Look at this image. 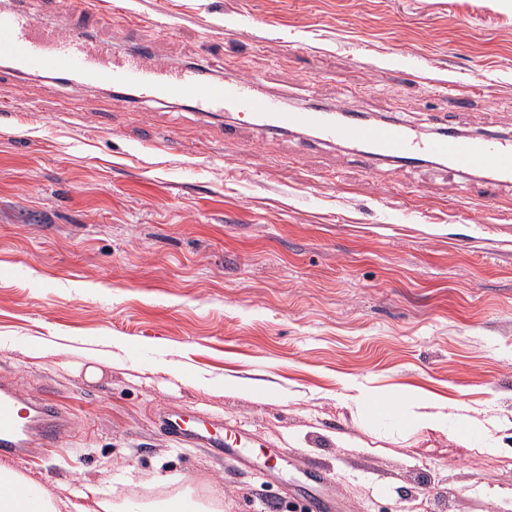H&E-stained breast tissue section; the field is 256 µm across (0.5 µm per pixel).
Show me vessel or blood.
Instances as JSON below:
<instances>
[{
    "mask_svg": "<svg viewBox=\"0 0 512 512\" xmlns=\"http://www.w3.org/2000/svg\"><path fill=\"white\" fill-rule=\"evenodd\" d=\"M0 55L24 74H60L71 78L73 92L90 85L134 91L145 101L175 99L190 102L204 114L234 112L260 122L262 129L288 132L311 130L319 143L354 146L364 165L378 161L406 165L435 159L456 173L490 174L491 183L512 184V138L494 134L462 136L448 132L425 136L416 126L396 121L337 122L335 112L319 106L298 112L273 97L256 92L250 77L228 81L209 79L195 66L172 68L141 57L119 56L110 43L90 40L83 28L58 29L23 9L0 11ZM70 423L69 413L53 392L27 398L14 378L0 377V455L21 459L59 445ZM156 424L183 444H201L240 455L245 441L237 427L191 414H159Z\"/></svg>",
    "mask_w": 512,
    "mask_h": 512,
    "instance_id": "vessel-or-blood-1",
    "label": "vessel or blood"
}]
</instances>
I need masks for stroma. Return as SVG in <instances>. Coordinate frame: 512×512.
Returning <instances> with one entry per match:
<instances>
[{"mask_svg": "<svg viewBox=\"0 0 512 512\" xmlns=\"http://www.w3.org/2000/svg\"><path fill=\"white\" fill-rule=\"evenodd\" d=\"M94 40L213 78L251 75L428 130L512 136V0H93ZM149 16L127 31L117 7ZM470 89L456 110L431 81ZM181 101L81 95L0 67V375L55 388L56 452L14 461L150 506L224 512H502L512 503V189L430 161L362 166L308 132L246 129ZM172 134V150L139 138ZM53 347L27 356L25 341ZM90 349L111 366L87 377ZM260 381L249 400L227 380ZM494 404L496 446L356 413V386ZM162 412L257 439L242 465L180 445ZM141 479L121 484L127 468Z\"/></svg>", "mask_w": 512, "mask_h": 512, "instance_id": "1", "label": "stroma"}]
</instances>
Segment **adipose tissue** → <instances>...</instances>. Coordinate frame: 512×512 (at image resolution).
<instances>
[{
    "label": "adipose tissue",
    "mask_w": 512,
    "mask_h": 512,
    "mask_svg": "<svg viewBox=\"0 0 512 512\" xmlns=\"http://www.w3.org/2000/svg\"><path fill=\"white\" fill-rule=\"evenodd\" d=\"M353 401L360 414H371L376 419L401 427H412L434 432L459 433L474 429L482 434L483 441H490L500 420L495 415H473L465 405L447 399L425 396L416 392H400L377 387L359 389ZM37 490L39 512H114L111 499L102 497L100 489L86 483L79 488H64L55 492L32 477L19 474L11 467L0 465V502Z\"/></svg>",
    "instance_id": "ef3b65f1"
}]
</instances>
